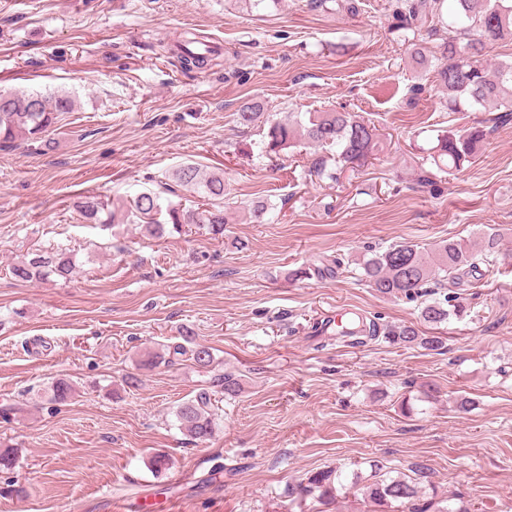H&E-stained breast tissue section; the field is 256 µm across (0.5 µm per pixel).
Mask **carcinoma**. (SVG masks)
Instances as JSON below:
<instances>
[{"mask_svg": "<svg viewBox=\"0 0 512 512\" xmlns=\"http://www.w3.org/2000/svg\"><path fill=\"white\" fill-rule=\"evenodd\" d=\"M394 0L392 12L397 20L396 31L403 42L426 32L441 40L443 48L438 59L436 84L431 90L448 99V111L456 112L464 106L476 112L504 108L512 115V61L485 65L479 60L482 50L492 41L512 39V0ZM194 34L180 41L185 49L179 54L183 69H202L212 61V52L202 53L194 47ZM75 100L67 94L44 95L38 92L0 94V150L12 149L21 142H36L49 133L59 115L74 110ZM261 115V104L245 105L238 113L239 123L248 126ZM502 119L498 115L475 122L463 130H443L436 136L432 161L438 168H459L472 160L478 146L489 133V123ZM266 149L275 154L288 149L299 140L310 148L321 149L330 156L313 163L320 175L334 178L327 171L331 163L341 166L364 162L378 145L374 128L349 112L335 110L310 112L307 120L295 123L277 122L267 132ZM177 186L210 200L224 198V175L206 173L198 165L187 163L173 173ZM80 215L96 224H137L143 236L161 238L167 226L178 231L184 224H205L215 237L224 235L225 217L221 210L204 215L179 205L162 207L160 197L152 191H143L132 200L109 206L96 195H85L76 204ZM501 251V238L496 232L485 233L472 242L448 240L432 252L415 244L401 242L378 251L362 261V276L369 286L383 296L420 300L419 320L439 325L452 318L463 319L466 308L454 304L457 297L447 294L441 298L426 296L430 281L454 288L469 286L482 276L480 264L490 265ZM76 264L71 251L61 249L51 256L36 254L13 264L10 273L18 281L45 280L52 276L68 279ZM386 338L405 346L424 349L442 348L439 336H424L415 324H403L386 333ZM172 356L190 355L199 368L213 363L211 348L197 344L190 349L175 345ZM52 400L65 402L74 394V387L66 379L52 383ZM214 404L207 392L178 406L175 416L178 427L188 439L202 444L211 439L215 431ZM417 478L390 477L383 466L371 465L369 482L363 485L362 495L381 505L398 502L406 512H471L470 506L461 504L452 509L448 500L426 496L424 484L428 482L429 468L416 467ZM341 474L334 470H320L292 486L294 501L308 497L326 503L334 497Z\"/></svg>", "mask_w": 512, "mask_h": 512, "instance_id": "obj_1", "label": "carcinoma"}]
</instances>
